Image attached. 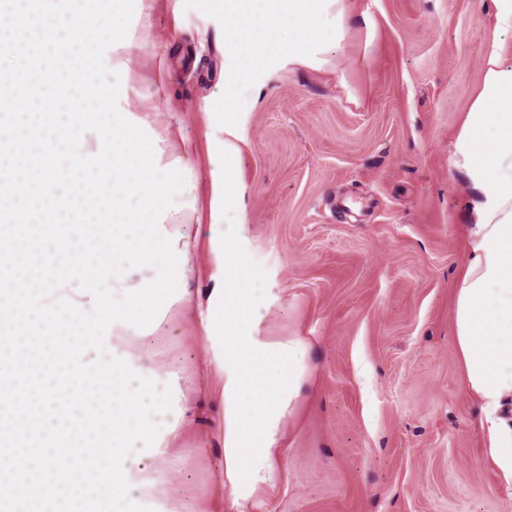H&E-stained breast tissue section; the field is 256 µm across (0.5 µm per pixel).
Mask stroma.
<instances>
[{"mask_svg":"<svg viewBox=\"0 0 512 512\" xmlns=\"http://www.w3.org/2000/svg\"><path fill=\"white\" fill-rule=\"evenodd\" d=\"M341 64L281 70L242 115L245 230L237 243L269 336L313 338L311 388L286 428L284 471L247 512H512L462 384L452 299L471 222L448 157L493 49L512 60L493 0H347ZM374 48L365 51L367 34ZM118 107L142 120L190 184L173 223L224 221L212 173L224 148V18L209 0H135ZM171 311L181 360L173 449L206 444L171 477L187 512L220 494L219 407L199 393L203 347Z\"/></svg>","mask_w":512,"mask_h":512,"instance_id":"1","label":"stroma"}]
</instances>
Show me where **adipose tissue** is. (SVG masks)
Returning <instances> with one entry per match:
<instances>
[{
  "instance_id": "ef3b65f1",
  "label": "adipose tissue",
  "mask_w": 512,
  "mask_h": 512,
  "mask_svg": "<svg viewBox=\"0 0 512 512\" xmlns=\"http://www.w3.org/2000/svg\"><path fill=\"white\" fill-rule=\"evenodd\" d=\"M224 15L225 53L232 64L224 74V154L215 188L225 209H241L237 176L240 158L236 117L243 109L241 88L261 93L280 69L322 70L341 52L350 29L347 0H210ZM448 164L461 171L469 188L473 222L463 270L454 288L453 343L464 384L480 405L486 450L506 482L512 483V63L492 52L456 135ZM242 222L209 227L215 286L199 301L189 285L196 273L199 234H185L177 248L186 254L176 309L192 315L205 352L201 364L218 382L224 469L218 482L236 512L265 487L274 486L283 467L284 424L296 414L313 367L312 342L301 329L270 337L254 312L255 291L243 255L233 241ZM138 333L114 325L110 344L130 354L135 367L177 373L176 357L156 346L138 345ZM178 431L166 433L157 453L127 461L132 496L156 502L157 486L190 470L203 447L178 456L169 447Z\"/></svg>"
}]
</instances>
